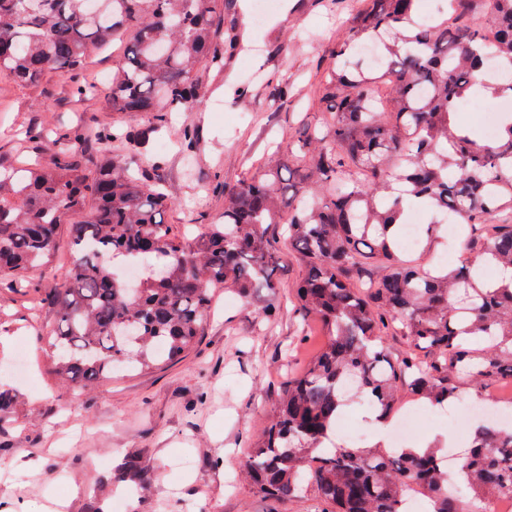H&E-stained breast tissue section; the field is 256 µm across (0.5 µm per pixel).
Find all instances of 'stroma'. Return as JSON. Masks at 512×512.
Wrapping results in <instances>:
<instances>
[{
  "label": "stroma",
  "instance_id": "35a3bbf8",
  "mask_svg": "<svg viewBox=\"0 0 512 512\" xmlns=\"http://www.w3.org/2000/svg\"><path fill=\"white\" fill-rule=\"evenodd\" d=\"M256 23L257 0H232L224 24L250 21L249 43H236L223 74L202 72L203 104L178 115L155 143L159 172L174 206L165 215L188 238L216 222L225 187L253 177L261 163L287 156L298 125H322L315 100L319 67L351 27L353 0H277ZM130 33L92 55L79 75L57 72L35 84L0 74V155L49 163L52 143L73 128L103 132L140 124L115 112L105 95ZM95 85L80 95L76 83ZM198 134L193 152L183 126ZM276 239L280 283L271 317L263 296L220 291L199 343L181 361L75 391L52 370L38 327H52L46 297L67 267L68 230L54 259L15 286L0 285V367L25 351L29 378L0 375L13 389L12 418L0 421V512H321L305 494L291 502L262 498L240 481L241 466L280 393L323 339L296 309L305 268Z\"/></svg>",
  "mask_w": 512,
  "mask_h": 512
}]
</instances>
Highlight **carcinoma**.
<instances>
[{"mask_svg":"<svg viewBox=\"0 0 512 512\" xmlns=\"http://www.w3.org/2000/svg\"><path fill=\"white\" fill-rule=\"evenodd\" d=\"M0 0V72L36 84L77 74L121 33L136 36L112 75L107 103L144 119L136 131L96 134L99 158L82 161L91 132L54 143L49 164L0 158V283L49 261L60 225L72 251L49 296L56 322L43 336L53 370L74 389L182 359L203 335L214 290L275 309L271 224L305 267L298 310L324 330V347L288 383L244 472L254 493L291 501L310 492L330 512H406L422 495L432 512H474L512 495V430L474 428L458 458L462 491L448 493L442 448H341L336 428L352 397L378 421L395 418L401 389L441 405L464 377L476 395L512 380V287L478 285L476 262L512 269V115L490 142L452 123L457 103L483 84L486 58L512 71V0H443L439 18L413 20L415 0H364L319 98L323 127H302L288 159L224 188L220 223L184 241L164 224L172 206L155 177L152 145L168 113L205 97L200 67L224 71L236 32L224 0ZM384 42L374 74L357 58L361 39ZM448 212L474 261L424 268L398 256L406 214ZM83 213L79 224L69 217ZM121 265L140 277L129 288ZM383 274L366 276L370 267ZM406 336L399 359L386 330Z\"/></svg>","mask_w":512,"mask_h":512,"instance_id":"obj_1","label":"carcinoma"}]
</instances>
